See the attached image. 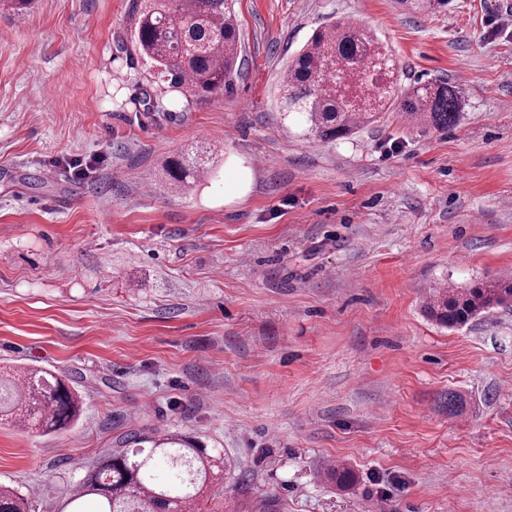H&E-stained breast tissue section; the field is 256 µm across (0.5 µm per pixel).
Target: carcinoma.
<instances>
[{"label":"carcinoma","instance_id":"carcinoma-1","mask_svg":"<svg viewBox=\"0 0 512 512\" xmlns=\"http://www.w3.org/2000/svg\"><path fill=\"white\" fill-rule=\"evenodd\" d=\"M413 11L432 13L448 0H407ZM131 50L157 71L170 92L189 101L224 90L236 65L239 25L230 0H132ZM394 60L378 39L345 21L314 33L288 62L279 83L281 101L300 104L311 136L323 143L371 124L395 100L416 124L444 130L461 112L457 86L419 82L397 97ZM215 158L185 153L165 161L167 189L182 193L211 175ZM512 305V276L500 275L468 288L433 289L426 313L442 328L458 329L483 313ZM83 400L70 384L34 367L0 373V416L21 430L48 435L73 426ZM224 463L178 433L149 436L129 432L117 448L87 469L68 498L69 512H203L215 471ZM30 493L0 485V512H29Z\"/></svg>","mask_w":512,"mask_h":512}]
</instances>
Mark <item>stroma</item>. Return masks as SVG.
I'll list each match as a JSON object with an SVG mask.
<instances>
[{
	"mask_svg": "<svg viewBox=\"0 0 512 512\" xmlns=\"http://www.w3.org/2000/svg\"><path fill=\"white\" fill-rule=\"evenodd\" d=\"M129 2L0 10V368L85 403L53 435L0 421V483L60 512L119 436L177 431L224 451L215 510L512 512V309L421 313L437 282L512 270V0H233L235 72L187 108L119 51ZM340 18L399 88L458 86V125L390 109L321 143L283 115L285 63ZM198 141L212 175L168 192L163 161Z\"/></svg>",
	"mask_w": 512,
	"mask_h": 512,
	"instance_id": "obj_1",
	"label": "stroma"
}]
</instances>
